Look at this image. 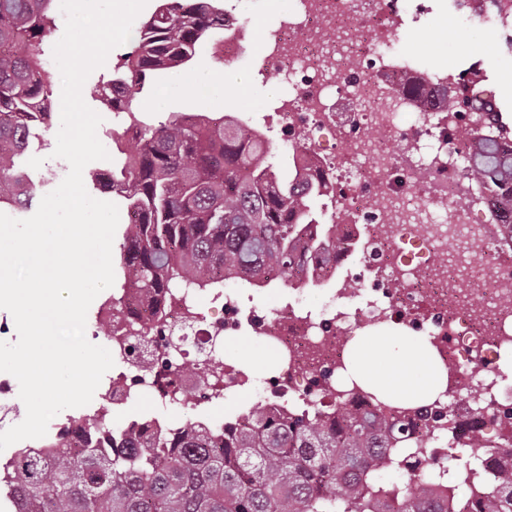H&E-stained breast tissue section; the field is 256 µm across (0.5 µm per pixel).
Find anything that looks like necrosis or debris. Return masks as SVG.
<instances>
[{
    "label": "necrosis or debris",
    "instance_id": "obj_1",
    "mask_svg": "<svg viewBox=\"0 0 512 512\" xmlns=\"http://www.w3.org/2000/svg\"><path fill=\"white\" fill-rule=\"evenodd\" d=\"M427 0H293L279 26L267 32L261 78L278 76L281 93L247 120L267 144L287 150L294 166L313 164L336 177L338 194L328 223L343 240V266L301 270L305 284L332 289L317 310L301 294L272 310L246 301L238 285L213 295L216 317L176 302L169 322L194 316L200 338L258 336L276 351L274 372L255 376L222 360L206 381L210 400L249 396L277 411L312 410L323 403L370 408L372 402L344 374L348 339L360 328H411L430 337L448 366L451 385L432 402L454 406L459 393L478 387L466 412L479 420L483 445L469 458L489 462L496 439L512 431V241L492 222L497 201L475 195L462 174L465 149L452 139L454 120L398 92L419 65L400 48L399 28L423 12ZM461 25L494 29L501 52L512 54V15L493 0H452ZM342 138L343 150L331 141ZM428 172V196L416 201L413 180ZM459 251L442 253L448 236ZM486 261L472 266L468 253ZM357 288H349L351 280ZM129 339L113 333L114 366L99 396L110 406L141 397L157 408L179 402L182 386L161 366L149 371L128 361ZM468 431L457 422L419 420L403 464L415 481L445 492L448 456Z\"/></svg>",
    "mask_w": 512,
    "mask_h": 512
}]
</instances>
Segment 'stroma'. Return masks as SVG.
<instances>
[{
    "instance_id": "obj_1",
    "label": "stroma",
    "mask_w": 512,
    "mask_h": 512,
    "mask_svg": "<svg viewBox=\"0 0 512 512\" xmlns=\"http://www.w3.org/2000/svg\"><path fill=\"white\" fill-rule=\"evenodd\" d=\"M289 0H230L228 7L233 13H247L249 21L236 35L246 45V52L237 60L225 62L217 59L210 49H203L194 59V66H206L211 74L207 84V95L184 93L182 75L168 78L160 90L146 88L145 107L152 108L158 96H165L166 109L156 111L155 120H166L170 113L191 110L194 112L245 113L261 110L278 91L276 79L268 83L256 82L255 74L263 54L264 34L277 26L288 9ZM446 0H437L433 10L419 22L407 24L401 35L403 48L413 54L425 70L447 72L461 69L465 58H480L484 61L485 75L489 87L497 96V104L505 116L512 118V88L506 79H512V55L494 52L488 45L489 32L472 26L456 27L443 25ZM428 36L436 44V51L418 48L420 36Z\"/></svg>"
}]
</instances>
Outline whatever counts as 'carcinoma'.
I'll list each match as a JSON object with an SVG mask.
<instances>
[{
  "label": "carcinoma",
  "mask_w": 512,
  "mask_h": 512,
  "mask_svg": "<svg viewBox=\"0 0 512 512\" xmlns=\"http://www.w3.org/2000/svg\"><path fill=\"white\" fill-rule=\"evenodd\" d=\"M54 0H0V201L28 209L37 195L25 157L53 106L47 44L57 28ZM223 0H157L149 17L116 55L112 78L96 95L112 109L115 88L126 109L141 112L147 80L161 83L189 64L206 42L224 31ZM445 110L480 107L448 89ZM504 127L464 128L472 148L466 178L497 199L512 198V153L498 148ZM112 159L120 196L134 220L123 225L113 260L116 287L130 288L166 316L169 299L228 281L260 285L268 275L299 271L315 249L331 264L340 244H321L304 225L318 224V202L331 193L281 167L268 144L245 122L176 112L154 123L147 116L129 144L114 140ZM171 335L156 340L154 358L135 344L128 354L146 369L177 346ZM376 408L364 412H270L248 410L249 427L208 428L189 418L177 431L147 432L133 425L124 434L102 418H76L85 444L69 455L68 439L28 450L0 466V489L11 512H451L432 489L415 483L401 466L398 448L405 427L401 407L371 394ZM394 467L407 477L399 510L391 509L375 474ZM463 512H512V460L486 477L483 497Z\"/></svg>",
  "instance_id": "obj_1"
}]
</instances>
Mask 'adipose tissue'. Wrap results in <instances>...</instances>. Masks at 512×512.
<instances>
[{
    "label": "adipose tissue",
    "mask_w": 512,
    "mask_h": 512,
    "mask_svg": "<svg viewBox=\"0 0 512 512\" xmlns=\"http://www.w3.org/2000/svg\"><path fill=\"white\" fill-rule=\"evenodd\" d=\"M345 364L357 381L391 402L416 406L448 388V370L429 338L402 330L384 336L359 331Z\"/></svg>",
    "instance_id": "1"
}]
</instances>
